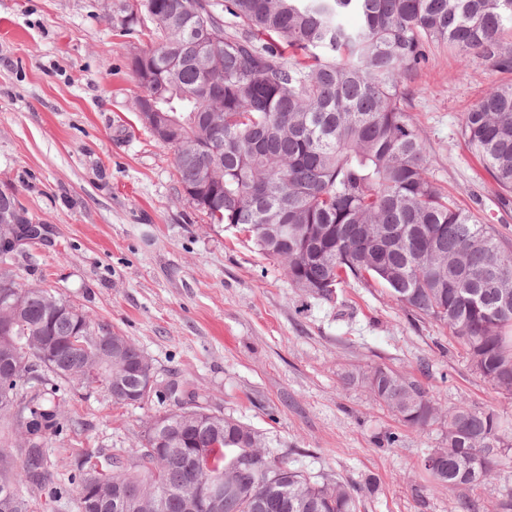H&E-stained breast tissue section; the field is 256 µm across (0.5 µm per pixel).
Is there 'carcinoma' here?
I'll list each match as a JSON object with an SVG mask.
<instances>
[{
	"label": "carcinoma",
	"instance_id": "cac0c4a2",
	"mask_svg": "<svg viewBox=\"0 0 512 512\" xmlns=\"http://www.w3.org/2000/svg\"><path fill=\"white\" fill-rule=\"evenodd\" d=\"M143 11L155 32L141 51L144 69L130 64L140 88L133 108L183 121L176 139L160 145L173 151L185 194L202 170L217 167L213 188L193 199L210 223L248 233L309 297L333 303L351 278L380 284L415 316L448 327L479 376L511 396L512 304L503 306L499 292H512V247L428 179L404 75L435 43L466 64L511 67L502 39L512 31V0H124L112 26L130 32ZM461 136L511 194L512 83L484 92L464 113ZM438 226L445 232L426 266L417 253ZM7 261L0 253V353L13 362L0 372V417L9 421L0 489L13 494L0 512H40L48 491L74 499L77 512H97L84 507L89 486L104 497L138 495L131 509L110 503L104 512H184L187 497L224 479L241 453L240 490L224 497L221 512H294L287 498H272L275 489L308 499L304 512H358L354 487L313 481L271 459L249 425L223 415L199 422L178 402L161 413L172 447L155 454L142 440L104 467L88 452L69 486L55 489L48 442L80 429L61 408L60 384L100 388L122 404V391L136 389L152 366L129 337L17 282ZM79 326L83 346L69 342ZM46 344L52 353L43 360ZM377 371L361 381L403 425L443 421L442 446L422 460L435 483L450 491L484 485L512 454V429L493 407L463 403L443 415L417 379L390 369L391 379L376 381ZM191 448L208 449L209 465L193 466Z\"/></svg>",
	"mask_w": 512,
	"mask_h": 512
}]
</instances>
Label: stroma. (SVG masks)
<instances>
[{
	"label": "stroma",
	"instance_id": "stroma-1",
	"mask_svg": "<svg viewBox=\"0 0 512 512\" xmlns=\"http://www.w3.org/2000/svg\"><path fill=\"white\" fill-rule=\"evenodd\" d=\"M120 2L0 0V192L48 227L47 242L16 255L17 280L128 336L159 384L246 423L272 457L360 487L361 512H461L421 466L442 424L404 426L358 375L385 366L417 378L440 410L488 404L511 423L512 397L475 373L446 327L415 319L385 288L352 281L332 305L306 297L245 233L209 223L133 110L129 63L155 25L144 14L141 34L116 32ZM408 83L429 178L512 242V200L460 135L463 112L512 71L464 65L442 44ZM61 392L81 423L48 444L62 478L85 449L131 452L163 410L154 398L127 406L100 389Z\"/></svg>",
	"mask_w": 512,
	"mask_h": 512
}]
</instances>
